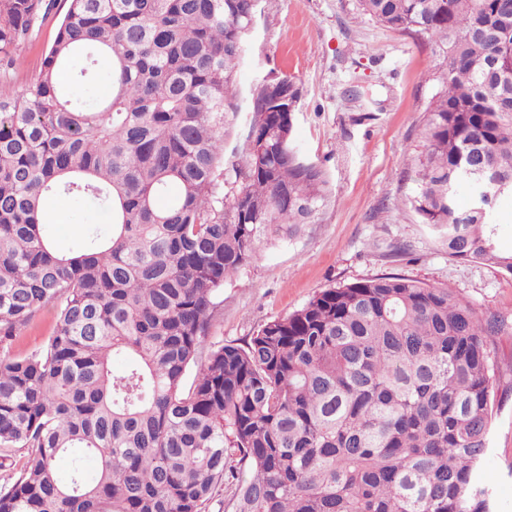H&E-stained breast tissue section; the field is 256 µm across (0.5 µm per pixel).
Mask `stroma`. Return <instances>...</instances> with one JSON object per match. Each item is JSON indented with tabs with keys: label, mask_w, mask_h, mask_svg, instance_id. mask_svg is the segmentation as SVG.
I'll return each mask as SVG.
<instances>
[{
	"label": "stroma",
	"mask_w": 512,
	"mask_h": 512,
	"mask_svg": "<svg viewBox=\"0 0 512 512\" xmlns=\"http://www.w3.org/2000/svg\"><path fill=\"white\" fill-rule=\"evenodd\" d=\"M54 0L19 51L6 84L19 93L38 74L65 15ZM443 59L428 39L393 31L362 14L358 0H258L238 75L240 98L272 73L293 77L300 99L293 138L321 166L329 193L313 223L290 239L263 243L255 260L227 277L215 301L213 340L239 343L320 290L383 273L445 284L481 311L496 313V400L491 450L493 512H512V274L448 256L443 238L407 204L417 187L423 107L439 89ZM48 232L75 249L85 225L112 215L90 198L48 205Z\"/></svg>",
	"instance_id": "35a3bbf8"
}]
</instances>
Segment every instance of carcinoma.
<instances>
[{"label": "carcinoma", "instance_id": "1", "mask_svg": "<svg viewBox=\"0 0 512 512\" xmlns=\"http://www.w3.org/2000/svg\"><path fill=\"white\" fill-rule=\"evenodd\" d=\"M67 2L39 74L0 94V448L26 457L0 512H491L499 320L448 286L376 275L205 347L224 280L328 192L293 140L290 78L286 103L251 90L257 150L224 193L253 0ZM358 3L444 59L411 207L448 257L512 274L489 204L455 202L465 166L494 179L490 198L512 193V0ZM49 9L0 0V67ZM101 71L109 92L88 110ZM59 196L96 199L111 228L59 251L44 230ZM49 307L46 345L10 353Z\"/></svg>", "mask_w": 512, "mask_h": 512}]
</instances>
